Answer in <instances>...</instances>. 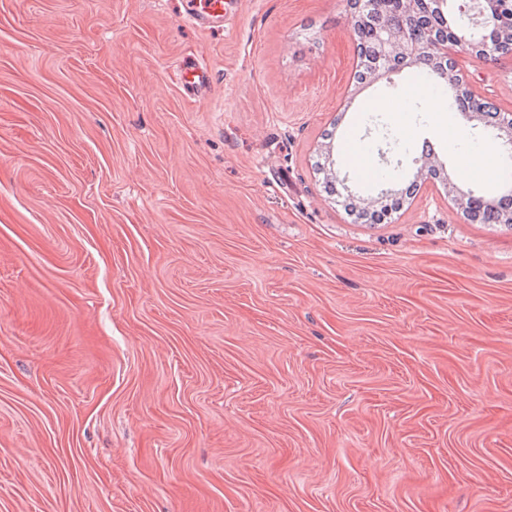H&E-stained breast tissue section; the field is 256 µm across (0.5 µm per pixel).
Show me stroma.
Listing matches in <instances>:
<instances>
[{"mask_svg": "<svg viewBox=\"0 0 512 512\" xmlns=\"http://www.w3.org/2000/svg\"><path fill=\"white\" fill-rule=\"evenodd\" d=\"M224 10L0 0V512H512V227L418 174L500 140L356 84L345 0ZM456 60L512 114V55ZM349 139L392 223L325 192ZM184 5L190 21L203 27H223V0H185ZM177 72L183 88L188 91L199 92L208 84L207 68L200 64L179 65Z\"/></svg>", "mask_w": 512, "mask_h": 512, "instance_id": "stroma-1", "label": "stroma"}]
</instances>
